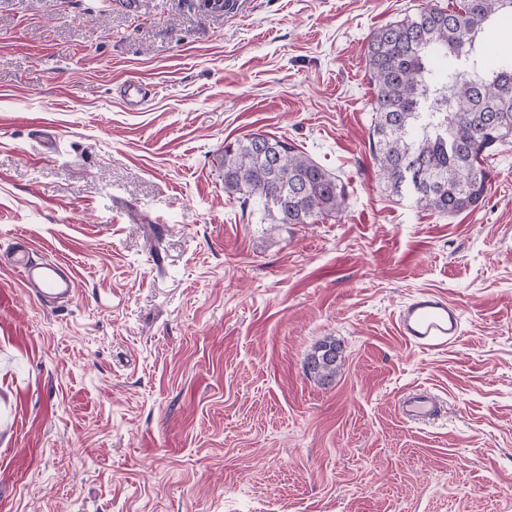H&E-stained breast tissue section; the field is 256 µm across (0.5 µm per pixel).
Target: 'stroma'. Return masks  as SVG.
Instances as JSON below:
<instances>
[{"instance_id": "35a3bbf8", "label": "stroma", "mask_w": 512, "mask_h": 512, "mask_svg": "<svg viewBox=\"0 0 512 512\" xmlns=\"http://www.w3.org/2000/svg\"><path fill=\"white\" fill-rule=\"evenodd\" d=\"M420 4L448 0H0V247L79 288L48 308L0 270V512H512V142L451 216L369 149L367 38ZM251 133L345 211L243 214L219 157ZM422 290L462 313L448 346L396 332ZM417 387L445 413L403 419ZM341 347L336 341L325 339L309 354L304 365L307 375L326 385L333 381L340 367Z\"/></svg>"}]
</instances>
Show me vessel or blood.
I'll return each mask as SVG.
<instances>
[{
  "label": "vessel or blood",
  "mask_w": 512,
  "mask_h": 512,
  "mask_svg": "<svg viewBox=\"0 0 512 512\" xmlns=\"http://www.w3.org/2000/svg\"><path fill=\"white\" fill-rule=\"evenodd\" d=\"M0 268L8 269L37 298L71 301L78 294L76 278L68 264L58 259H36L27 236H17L10 249L0 253ZM396 331L409 345L430 349L456 340L462 333V315L448 299L434 291L419 292L399 309ZM401 416L410 422L438 417L443 404L430 390L416 389L398 401Z\"/></svg>",
  "instance_id": "1"
}]
</instances>
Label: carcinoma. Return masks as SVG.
Returning <instances> with one entry per match:
<instances>
[{
	"mask_svg": "<svg viewBox=\"0 0 512 512\" xmlns=\"http://www.w3.org/2000/svg\"><path fill=\"white\" fill-rule=\"evenodd\" d=\"M512 20V0H450L423 6L375 30L366 46L375 97L370 150L391 193L452 215L474 208L487 191L489 151L512 138V56L478 55L496 19ZM255 133L224 143V193L238 196L260 223L312 224L342 212L339 180L284 139L269 156ZM277 192L271 209L266 197ZM341 347L325 339L309 354L307 375L326 385Z\"/></svg>",
	"mask_w": 512,
	"mask_h": 512,
	"instance_id": "1",
	"label": "carcinoma"
}]
</instances>
